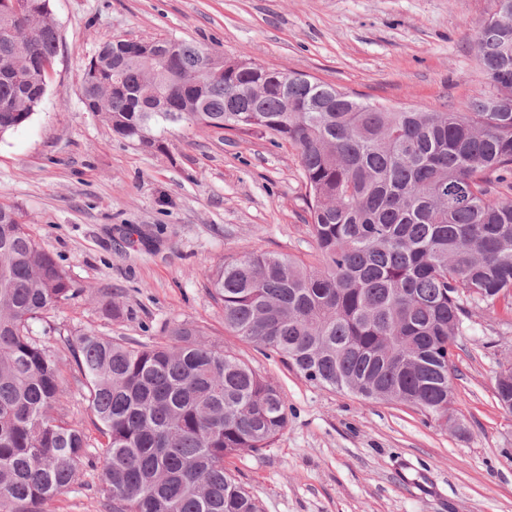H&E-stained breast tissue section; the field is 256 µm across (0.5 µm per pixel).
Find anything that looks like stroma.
<instances>
[{"instance_id": "obj_1", "label": "stroma", "mask_w": 512, "mask_h": 512, "mask_svg": "<svg viewBox=\"0 0 512 512\" xmlns=\"http://www.w3.org/2000/svg\"><path fill=\"white\" fill-rule=\"evenodd\" d=\"M494 0H50L59 44L39 109L0 135V204L80 294L35 331L63 362L86 330L136 345L204 327L288 397L261 452L225 459L262 512H512V414L495 379L512 363V317L472 308L453 349L462 428L306 380L224 328L206 273L249 250L317 262L298 154L258 131L173 124L163 151L116 137L81 102L85 67L115 39L172 38L245 53L400 109L465 111L483 87L474 51ZM143 239L126 246L128 229ZM111 295L119 316L98 299Z\"/></svg>"}]
</instances>
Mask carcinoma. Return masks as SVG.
<instances>
[{"mask_svg":"<svg viewBox=\"0 0 512 512\" xmlns=\"http://www.w3.org/2000/svg\"><path fill=\"white\" fill-rule=\"evenodd\" d=\"M0 0V135L44 96L34 59L51 60L50 0ZM475 41L486 89L465 112L394 110L298 73L155 38L101 44L81 85L86 111L119 138L162 149L153 128L259 130L296 148L319 263L242 254L207 274L224 328L279 355L307 380L367 401L455 421L448 383L467 306L512 315V0ZM78 293L66 270L0 204V512H55L98 473L106 512H261L224 460L269 447L288 399L203 328L132 346L95 331L69 344L102 441L61 406V359L33 329ZM495 397L512 414V365Z\"/></svg>","mask_w":512,"mask_h":512,"instance_id":"carcinoma-1","label":"carcinoma"}]
</instances>
